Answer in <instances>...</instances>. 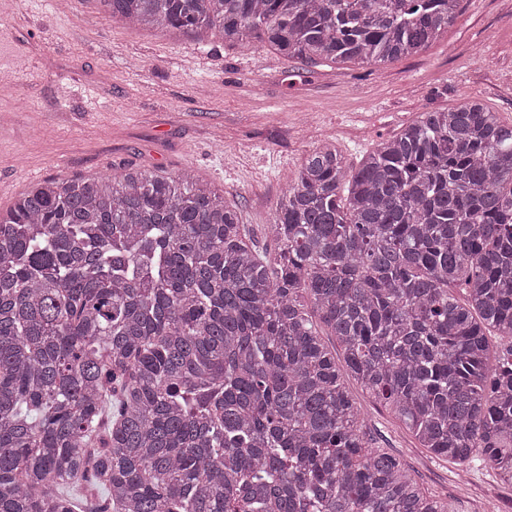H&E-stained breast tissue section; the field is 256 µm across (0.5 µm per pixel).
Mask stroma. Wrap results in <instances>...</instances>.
<instances>
[{"label":"stroma","mask_w":512,"mask_h":512,"mask_svg":"<svg viewBox=\"0 0 512 512\" xmlns=\"http://www.w3.org/2000/svg\"><path fill=\"white\" fill-rule=\"evenodd\" d=\"M468 98L512 122V0H463L425 51L380 66H310L217 29L199 41L117 23L94 0H0V210L47 178L187 171L223 189L263 246L313 146L332 140L355 165L419 113ZM347 387L375 447L450 512H512V485L436 458Z\"/></svg>","instance_id":"stroma-1"}]
</instances>
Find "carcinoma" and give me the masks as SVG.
Returning <instances> with one entry per match:
<instances>
[{"mask_svg": "<svg viewBox=\"0 0 512 512\" xmlns=\"http://www.w3.org/2000/svg\"><path fill=\"white\" fill-rule=\"evenodd\" d=\"M95 2L317 66L416 55L463 0ZM266 236L186 172L0 211V512H448L373 447L332 340L420 447L512 484V124L466 99L355 169L322 142Z\"/></svg>", "mask_w": 512, "mask_h": 512, "instance_id": "cac0c4a2", "label": "carcinoma"}]
</instances>
